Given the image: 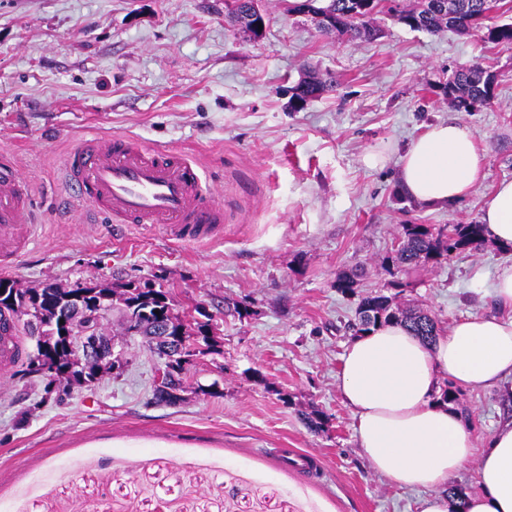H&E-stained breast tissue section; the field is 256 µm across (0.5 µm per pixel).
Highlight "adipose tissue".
<instances>
[{
	"label": "adipose tissue",
	"instance_id": "1",
	"mask_svg": "<svg viewBox=\"0 0 512 512\" xmlns=\"http://www.w3.org/2000/svg\"><path fill=\"white\" fill-rule=\"evenodd\" d=\"M482 175L474 132L440 122L404 150L398 180L410 198L434 205L466 197ZM480 221L496 245L512 246V179L497 184ZM447 382L498 386L512 397V317L459 319L431 347L386 323L349 342L338 374L364 458L378 475L420 492L419 512H451L448 483L472 460L480 489L468 495L467 512H512V420L474 453L460 414L440 399Z\"/></svg>",
	"mask_w": 512,
	"mask_h": 512
}]
</instances>
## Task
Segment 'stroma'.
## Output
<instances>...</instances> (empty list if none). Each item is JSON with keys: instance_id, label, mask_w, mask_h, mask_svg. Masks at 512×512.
I'll return each instance as SVG.
<instances>
[{"instance_id": "stroma-1", "label": "stroma", "mask_w": 512, "mask_h": 512, "mask_svg": "<svg viewBox=\"0 0 512 512\" xmlns=\"http://www.w3.org/2000/svg\"><path fill=\"white\" fill-rule=\"evenodd\" d=\"M260 6L255 40L225 18L224 0H0V154L31 178L41 218L9 278L160 282L174 313L212 314L221 348L194 359L174 405L155 402L161 362L117 309L102 330L128 361L121 374L57 399L21 365L0 371V512H418L419 492L361 455L339 365L359 297L386 287L378 264L401 225L479 220L512 178V50L384 15L374 41L327 37L283 0ZM476 60L497 72L496 97L456 111L442 87ZM306 70L337 84L291 107ZM448 120L474 131L485 177L430 206L405 196L398 156ZM92 133L189 155L224 205L220 232L187 244L86 211L62 170ZM383 147L386 164L365 168L363 154ZM505 262L512 251L489 243L410 269L400 300L433 311L443 331L512 314L490 295ZM351 270L360 286L349 297L334 281ZM214 382L221 396L201 394ZM455 407L480 447L512 417L495 387L461 389ZM314 409L328 418L319 432L302 420ZM285 448L313 452L321 471L300 476Z\"/></svg>"}]
</instances>
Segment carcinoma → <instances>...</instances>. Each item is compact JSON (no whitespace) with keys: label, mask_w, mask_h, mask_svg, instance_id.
<instances>
[{"label":"carcinoma","mask_w":512,"mask_h":512,"mask_svg":"<svg viewBox=\"0 0 512 512\" xmlns=\"http://www.w3.org/2000/svg\"><path fill=\"white\" fill-rule=\"evenodd\" d=\"M292 12L304 16L322 13L336 16L330 26L316 24L326 34H336L349 39L370 40L377 36L380 28L375 23V6L370 0H293ZM389 6L383 14L394 23L412 31L439 32L450 30L461 35L472 33L482 42L495 47L512 49V23H498L495 13L503 9L504 0H457L458 8L451 14L442 12V0H420L414 7L404 0H386ZM332 82L318 76L308 75L292 86L290 103L300 106L319 97ZM498 75L479 61L457 67L443 94L457 111L469 112L474 107L491 103L495 98ZM487 238L483 225L470 224H403L399 233V244L383 258L380 268L390 276L387 288L397 290L404 287L399 278L409 266L421 263L439 264L453 255L479 250ZM9 287L18 309L0 306V315L8 313L15 318H24L23 326L35 340V350L28 354L27 362L40 356L52 361L54 373L45 379L64 389L73 385L92 388L99 380V372L80 366L72 361L78 349L76 336L83 322L77 320L79 310L93 308L103 314L121 307L128 326H137L140 335L151 346L161 365L176 371L174 384L184 389L187 365L194 357L215 353L214 339L208 336L210 320L188 319L174 314L169 291L152 282H129L123 286L109 288L97 282L76 283L72 286L48 285L44 288H21L9 278L0 277V286ZM359 274L340 273L335 288L343 294H354L359 288ZM395 297L381 292L361 297L357 307V320L351 324L355 333L380 324L397 321L404 324L423 342H436L440 329L438 320L428 310L416 305L400 307L394 304ZM176 323L172 332L163 335L157 320Z\"/></svg>","instance_id":"obj_1"}]
</instances>
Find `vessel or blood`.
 <instances>
[{
	"mask_svg": "<svg viewBox=\"0 0 512 512\" xmlns=\"http://www.w3.org/2000/svg\"><path fill=\"white\" fill-rule=\"evenodd\" d=\"M77 200L127 224H157L193 243L216 235L224 208L203 182L196 164L177 151L159 152L125 137L83 140L64 161ZM36 232L30 182L9 160L0 161V269L8 270ZM21 347L11 321L0 320V366L9 367Z\"/></svg>",
	"mask_w": 512,
	"mask_h": 512,
	"instance_id": "b4317fda",
	"label": "vessel or blood"
}]
</instances>
